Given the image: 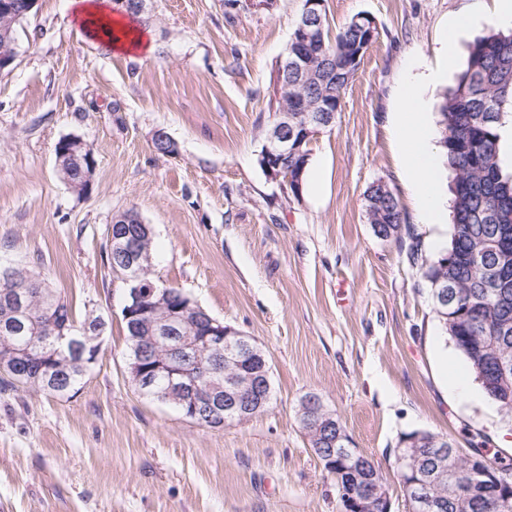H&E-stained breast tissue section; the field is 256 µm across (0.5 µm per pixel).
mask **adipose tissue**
Segmentation results:
<instances>
[{"instance_id": "1", "label": "adipose tissue", "mask_w": 512, "mask_h": 512, "mask_svg": "<svg viewBox=\"0 0 512 512\" xmlns=\"http://www.w3.org/2000/svg\"><path fill=\"white\" fill-rule=\"evenodd\" d=\"M74 20L91 38L110 51L130 53L147 48L146 34L109 0H71ZM403 159L421 203L426 224L444 226L447 210L441 185V156L435 131L418 93L404 91L396 115Z\"/></svg>"}]
</instances>
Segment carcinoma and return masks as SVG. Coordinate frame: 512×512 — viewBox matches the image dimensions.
<instances>
[{
    "label": "carcinoma",
    "instance_id": "carcinoma-1",
    "mask_svg": "<svg viewBox=\"0 0 512 512\" xmlns=\"http://www.w3.org/2000/svg\"><path fill=\"white\" fill-rule=\"evenodd\" d=\"M373 20L366 16L351 19L336 35L329 34L327 15L315 26L318 37L302 69L277 72L280 97L275 113L300 105L311 112L341 111L348 80L356 74L361 59L359 47L374 30ZM512 110V29L491 30L471 43L464 68L454 83L445 90L437 103L441 144L446 165L453 173L451 185L452 232L450 246L435 258L427 259L411 249L409 260L420 266L428 287L443 282L452 290L460 310L477 311L475 323L455 324L439 316L446 332L453 338L456 350L474 371L475 380L497 406L503 420L512 422V266L504 273L501 287H493L488 269L497 264L496 252L500 240L512 246V171L504 166L500 149V128L507 110ZM367 219L385 238L399 240L406 230L405 218L390 187L379 180L364 193ZM112 225L121 230L136 231L140 247L147 259L144 280L157 288H165L152 277L153 237L139 232V225L126 224L119 219ZM26 281V309L29 317H5L3 302L13 287ZM63 311L69 324L78 328L83 323L74 319L71 305L57 289L40 275L19 265H0V348L15 346L30 349L7 370L1 384L28 386L59 397L70 396L78 390L90 367L73 357L60 356L56 374L64 386L47 388L38 356L46 345L48 335L33 333L34 324L46 319L49 313ZM300 422L311 448L324 452L334 450L336 467L328 470L336 482L339 504H344L348 488L342 471L362 466L368 469L379 485L383 477L373 461L360 452L342 453L345 434L339 417L313 412L301 414ZM436 435L422 433L424 443L413 465L428 473L441 464L452 466V460L442 461L430 453L433 447H452L442 437L433 444ZM420 493L438 499L437 512H512V500L504 505L491 498L468 499L457 493V484L448 476L438 482L430 481Z\"/></svg>",
    "mask_w": 512,
    "mask_h": 512
}]
</instances>
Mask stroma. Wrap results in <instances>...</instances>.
<instances>
[{
	"mask_svg": "<svg viewBox=\"0 0 512 512\" xmlns=\"http://www.w3.org/2000/svg\"><path fill=\"white\" fill-rule=\"evenodd\" d=\"M302 0H151V45L107 53L73 21L69 0H37L0 73V264L41 273L76 320L103 317L96 364L71 398L0 389V512H340L336 483L297 414L318 394L354 448L384 476L391 512H409L395 450L429 432L470 452L512 458L504 425L454 391L441 369L455 347L408 242L379 238L364 192L385 181L423 257L431 242L394 130L405 81L441 72L437 103L483 26L459 36L452 70L438 53L450 19L495 0H325L331 30L373 18L375 39L332 128L310 144L300 198L258 163L273 120L276 71ZM163 130L175 150L162 154ZM92 149L89 188L55 166L57 143ZM154 231L152 272L266 352L274 398L242 423L209 428L141 395L127 373L124 285L108 269L115 215Z\"/></svg>",
	"mask_w": 512,
	"mask_h": 512,
	"instance_id": "35a3bbf8",
	"label": "stroma"
}]
</instances>
